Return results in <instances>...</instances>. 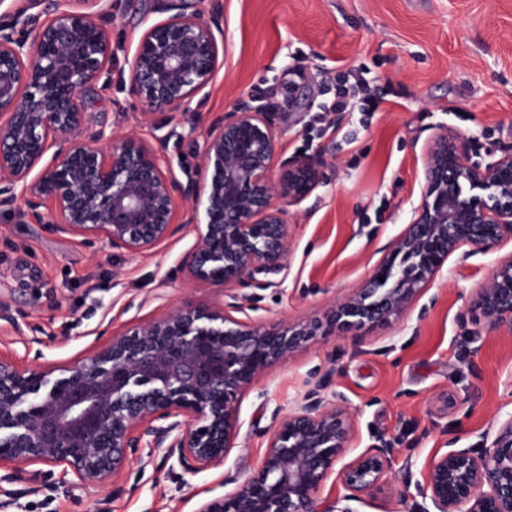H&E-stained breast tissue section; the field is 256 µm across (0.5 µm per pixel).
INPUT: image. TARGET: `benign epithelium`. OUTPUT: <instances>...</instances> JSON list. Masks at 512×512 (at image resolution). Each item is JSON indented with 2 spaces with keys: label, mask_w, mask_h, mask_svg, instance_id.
Here are the masks:
<instances>
[{
  "label": "benign epithelium",
  "mask_w": 512,
  "mask_h": 512,
  "mask_svg": "<svg viewBox=\"0 0 512 512\" xmlns=\"http://www.w3.org/2000/svg\"><path fill=\"white\" fill-rule=\"evenodd\" d=\"M43 14L0 20V212L25 207L35 224L139 254L198 227L182 259L191 284L231 301L183 305L58 368L61 377L0 359V469L45 465L88 488L119 481L144 450L177 457L191 474L216 467L234 447L241 394L320 330L359 336L412 306L448 258L512 239V145L479 160L443 128L423 157L410 224L364 287L339 299L327 323L296 326L239 318L255 274L285 266L289 208L323 180L321 157H293L274 176L279 141L262 110L240 108L210 132L196 178L166 164V144L131 133L108 144L106 115L87 100L112 61V0H44ZM167 18L148 25L129 61L141 114L180 110L224 66L223 0H160ZM50 159H45L48 151ZM204 204L199 221L196 204ZM47 211H42L45 206ZM490 333L512 332V253L472 294ZM315 381L271 433L251 474L195 512H357L388 485L394 449H365L339 477L345 493L322 496L349 451L353 424ZM419 512H512V415L489 446L449 448L426 463Z\"/></svg>",
  "instance_id": "benign-epithelium-1"
}]
</instances>
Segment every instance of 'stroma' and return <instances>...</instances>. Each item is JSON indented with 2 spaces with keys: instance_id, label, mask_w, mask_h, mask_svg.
Returning a JSON list of instances; mask_svg holds the SVG:
<instances>
[{
  "instance_id": "35a3bbf8",
  "label": "stroma",
  "mask_w": 512,
  "mask_h": 512,
  "mask_svg": "<svg viewBox=\"0 0 512 512\" xmlns=\"http://www.w3.org/2000/svg\"><path fill=\"white\" fill-rule=\"evenodd\" d=\"M224 66L177 112L142 117L128 93V62L157 0H112V68L92 112L106 136L168 141L181 180L195 178L208 133L247 105L272 114L280 159L323 155L322 184L288 215L284 270L258 274L250 317L325 321L331 303L362 287L420 199L423 152L440 128L485 149L512 143V0H223ZM379 106L353 111L352 72ZM193 227L137 255L118 254L0 213V305L23 333L0 331V357L21 367L69 364L99 329L120 333L177 304L211 305L218 289L188 286L183 255ZM512 241L468 258L453 254L419 305L366 335L319 336L274 365L238 402L239 436L218 467L184 472L143 456L124 492L86 489L43 467L38 493L0 470V512H195L229 475L260 462L270 430L302 400L313 375L349 414L353 452L394 450L388 486L359 512H418L423 467L438 449L482 448L512 416V332L487 333L471 295Z\"/></svg>"
}]
</instances>
